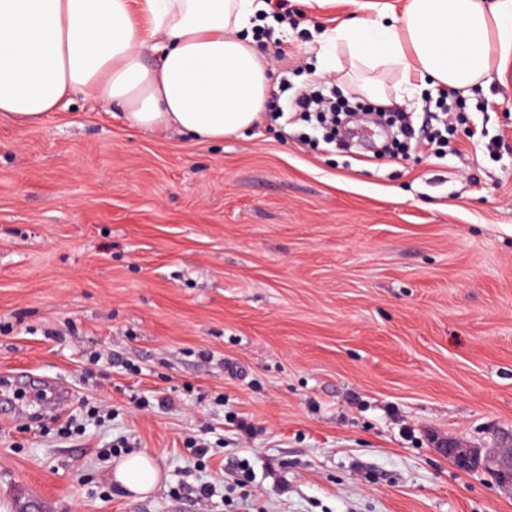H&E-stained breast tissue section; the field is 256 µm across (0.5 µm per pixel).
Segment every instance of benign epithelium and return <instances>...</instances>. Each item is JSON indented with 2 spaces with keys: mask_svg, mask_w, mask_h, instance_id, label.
<instances>
[{
  "mask_svg": "<svg viewBox=\"0 0 512 512\" xmlns=\"http://www.w3.org/2000/svg\"><path fill=\"white\" fill-rule=\"evenodd\" d=\"M440 451L461 472L483 469L495 476L498 487L512 496V434L498 437L494 448H477L457 439L441 445Z\"/></svg>",
  "mask_w": 512,
  "mask_h": 512,
  "instance_id": "1",
  "label": "benign epithelium"
}]
</instances>
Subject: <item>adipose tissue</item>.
<instances>
[{
	"instance_id": "adipose-tissue-1",
	"label": "adipose tissue",
	"mask_w": 512,
	"mask_h": 512,
	"mask_svg": "<svg viewBox=\"0 0 512 512\" xmlns=\"http://www.w3.org/2000/svg\"><path fill=\"white\" fill-rule=\"evenodd\" d=\"M266 0H0V117L35 125L63 98L120 107L142 129L220 141L251 129L270 85L250 29ZM317 75L351 68L362 92L388 103L425 89L467 95L512 59V0H408L401 17L352 19L319 37ZM161 63H145V50ZM114 480L149 495L159 469L124 457Z\"/></svg>"
}]
</instances>
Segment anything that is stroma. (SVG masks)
<instances>
[{
  "label": "stroma",
  "instance_id": "stroma-1",
  "mask_svg": "<svg viewBox=\"0 0 512 512\" xmlns=\"http://www.w3.org/2000/svg\"><path fill=\"white\" fill-rule=\"evenodd\" d=\"M364 2L254 28L269 97ZM463 103L449 150L396 158L373 126L343 150L264 115L208 142L81 96L0 119V512H512L439 450L512 432V66ZM55 383L84 429L39 419ZM122 436L161 472L145 498L111 478Z\"/></svg>",
  "mask_w": 512,
  "mask_h": 512
}]
</instances>
